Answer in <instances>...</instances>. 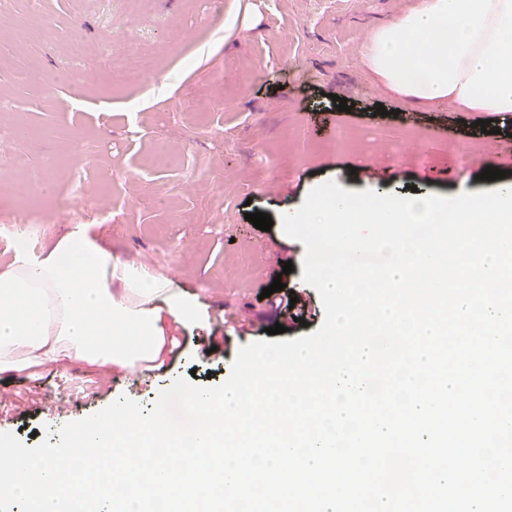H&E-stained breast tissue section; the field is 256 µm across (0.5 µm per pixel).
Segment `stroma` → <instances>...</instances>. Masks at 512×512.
Returning a JSON list of instances; mask_svg holds the SVG:
<instances>
[{"label":"stroma","mask_w":512,"mask_h":512,"mask_svg":"<svg viewBox=\"0 0 512 512\" xmlns=\"http://www.w3.org/2000/svg\"><path fill=\"white\" fill-rule=\"evenodd\" d=\"M411 3L222 0L209 9L203 0H158L145 12L136 0H38L34 8L0 0V127L30 132L21 145L0 147V215L39 216L17 230L45 248L96 213L105 249L165 275L198 309L192 321H166L177 343L157 369L69 363L0 374V432L31 447L43 426L59 429L123 395L151 410L161 390L190 378L209 340L220 344L213 359L229 365L241 346L267 339L276 320L260 294L277 278L306 306L303 322L287 321L283 339L316 331L323 305L302 280L306 250L284 233L282 216L323 182L444 197L494 190L480 174L512 165V116L408 102L360 59L372 30ZM27 15L45 31L22 40L7 20ZM73 27L85 38L79 59L65 37ZM106 29L113 48L157 61L156 84H110L99 50ZM339 97L351 111L337 110ZM480 119L491 133L476 128ZM341 127L375 138L364 152L318 151L302 161L286 140L292 128L319 142ZM87 140L98 153L83 165L87 195L78 202L68 170ZM469 143L475 152H464ZM48 155L59 160L51 175ZM38 174L39 191L29 184ZM250 211L269 214L271 230L245 220Z\"/></svg>","instance_id":"1"}]
</instances>
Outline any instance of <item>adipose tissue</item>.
<instances>
[{
  "label": "adipose tissue",
  "mask_w": 512,
  "mask_h": 512,
  "mask_svg": "<svg viewBox=\"0 0 512 512\" xmlns=\"http://www.w3.org/2000/svg\"><path fill=\"white\" fill-rule=\"evenodd\" d=\"M424 36L439 52L415 51ZM360 57L401 97L512 114V0H415L372 33ZM195 315L167 277L113 257L94 225L76 224L47 249H17L0 273V374L59 362L159 365L164 317Z\"/></svg>",
  "instance_id": "1"
}]
</instances>
